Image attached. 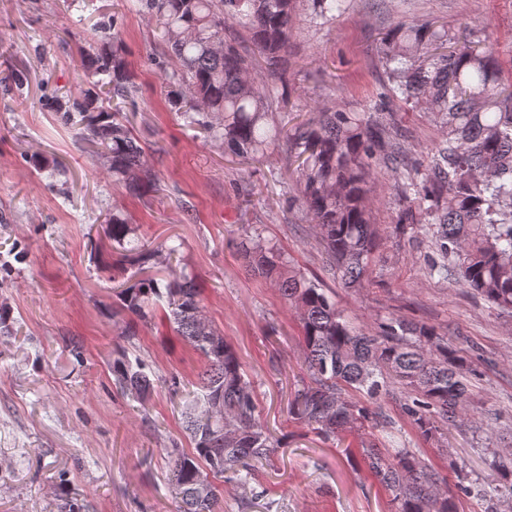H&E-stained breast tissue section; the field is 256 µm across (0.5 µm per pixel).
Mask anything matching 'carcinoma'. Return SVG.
Returning a JSON list of instances; mask_svg holds the SVG:
<instances>
[{
  "label": "carcinoma",
  "instance_id": "cac0c4a2",
  "mask_svg": "<svg viewBox=\"0 0 512 512\" xmlns=\"http://www.w3.org/2000/svg\"><path fill=\"white\" fill-rule=\"evenodd\" d=\"M153 17L175 62L171 102L188 126L222 141L246 162L264 156L285 138L297 163L299 201L318 229L329 270L346 285L364 287L373 257L367 175L380 168L406 167L403 149L385 140L370 113L387 109L392 96L413 110L430 112L443 129L426 161L397 184V223L434 228L441 260L428 273L453 279L502 312L512 313V80L492 44L459 41L443 24L398 25L380 47L387 78L384 98L360 112L323 106L291 126L269 120L274 104L286 107L275 84L252 78L250 56L241 52L236 32H248L271 75L286 81L282 52L293 30L295 0H139ZM346 0H312L315 18L327 23L343 12ZM82 78L71 94L75 111L63 118L79 126L83 139L137 198L157 190L158 177L123 116L122 104L136 92L124 59L117 17L103 28L94 50H78ZM132 228L114 212L103 230L130 264L151 257L169 263L180 247L143 249L131 245ZM241 263L272 278L299 316L306 379L290 413L324 441L347 431L360 437V456L371 475L392 496L394 512H458L447 478L418 451L382 448L375 431L390 423L380 400L401 388L403 416L426 442L436 444L468 426L467 382L476 373L460 350L429 327L405 318L382 322L375 333L355 329L319 283L288 267L281 253L257 236L244 235ZM130 314L125 336L165 303L178 335L205 359L196 391L181 415L194 448L168 451L169 475L178 512H224L215 480L245 486L261 465L284 447L261 420L252 382L233 346L208 321L195 281L183 275L161 284L153 276L119 292ZM113 384L123 395L145 399L153 374L142 359L121 352L112 359ZM499 480L473 487L489 512L496 500L512 497V455L497 457Z\"/></svg>",
  "mask_w": 512,
  "mask_h": 512
}]
</instances>
